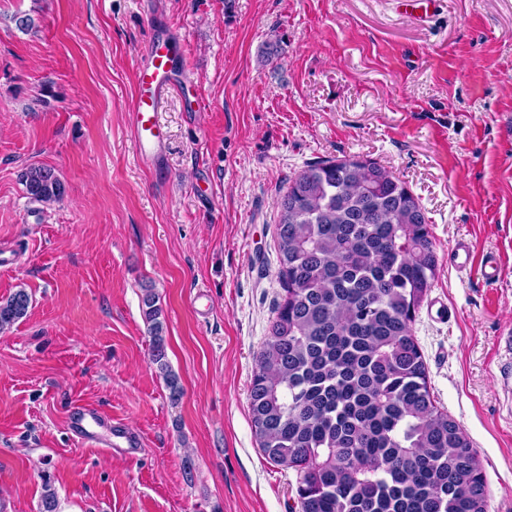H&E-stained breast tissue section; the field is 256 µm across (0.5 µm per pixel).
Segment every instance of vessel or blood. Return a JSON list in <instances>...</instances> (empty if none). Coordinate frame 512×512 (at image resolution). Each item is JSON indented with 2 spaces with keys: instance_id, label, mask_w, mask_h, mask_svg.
Returning <instances> with one entry per match:
<instances>
[{
  "instance_id": "vessel-or-blood-1",
  "label": "vessel or blood",
  "mask_w": 512,
  "mask_h": 512,
  "mask_svg": "<svg viewBox=\"0 0 512 512\" xmlns=\"http://www.w3.org/2000/svg\"><path fill=\"white\" fill-rule=\"evenodd\" d=\"M179 82L169 36L165 30L155 29L147 44V57L137 68L136 89L130 106L135 148L144 162H153L165 149L166 137L158 121V112L165 97ZM453 257L458 269L475 271L485 281L498 279L502 273L499 259L475 257L464 240L455 245ZM70 427L89 445L100 444L132 458L139 452L140 441L125 424L103 415L96 408L74 407Z\"/></svg>"
}]
</instances>
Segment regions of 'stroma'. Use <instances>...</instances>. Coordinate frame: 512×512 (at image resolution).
<instances>
[{
	"mask_svg": "<svg viewBox=\"0 0 512 512\" xmlns=\"http://www.w3.org/2000/svg\"><path fill=\"white\" fill-rule=\"evenodd\" d=\"M33 21L21 30L18 17ZM186 89L160 112L159 161L136 156L129 107L155 26ZM284 39L277 67L267 43ZM374 159L431 220L443 319L412 334L432 396L476 449L486 512H512V414L496 339L512 329V0H0V512H291L296 473L265 458L249 415L284 291L276 224L289 178L327 157ZM61 202L32 201L28 166ZM500 279L450 263L458 239ZM154 288L171 401L141 309ZM204 294L205 304L194 303ZM78 404L140 436L130 459L68 427ZM26 194L37 202L51 205L61 200L64 185L54 169L45 166H34L26 169L20 176ZM30 306V295L26 289L20 288L4 300L0 301V332L11 328L17 321L25 317Z\"/></svg>",
	"mask_w": 512,
	"mask_h": 512,
	"instance_id": "1",
	"label": "stroma"
}]
</instances>
